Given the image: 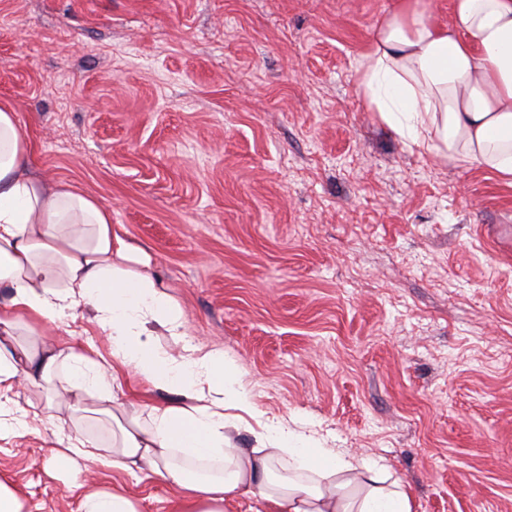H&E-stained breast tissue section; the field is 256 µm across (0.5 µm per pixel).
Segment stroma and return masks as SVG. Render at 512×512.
I'll return each mask as SVG.
<instances>
[{
    "mask_svg": "<svg viewBox=\"0 0 512 512\" xmlns=\"http://www.w3.org/2000/svg\"><path fill=\"white\" fill-rule=\"evenodd\" d=\"M396 0H0V102L31 167L112 213L266 416L389 466L414 512H512V186L410 151L356 94ZM50 338L110 356L88 310ZM71 427L0 439L24 512L161 482L49 474Z\"/></svg>",
    "mask_w": 512,
    "mask_h": 512,
    "instance_id": "1",
    "label": "stroma"
}]
</instances>
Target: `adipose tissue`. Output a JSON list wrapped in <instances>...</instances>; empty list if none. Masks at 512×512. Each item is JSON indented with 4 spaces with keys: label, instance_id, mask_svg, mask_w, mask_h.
Wrapping results in <instances>:
<instances>
[{
    "label": "adipose tissue",
    "instance_id": "ef3b65f1",
    "mask_svg": "<svg viewBox=\"0 0 512 512\" xmlns=\"http://www.w3.org/2000/svg\"><path fill=\"white\" fill-rule=\"evenodd\" d=\"M451 9L444 24L430 0H396L357 70V93L410 149L512 185V0H451ZM134 252L113 243L109 210L31 171L18 116L0 104V437L23 425L11 391L59 378L64 391L44 416L66 409L112 422L109 443L79 433L55 450L63 476L84 460L139 472L176 489L177 512H224L242 497L262 512H413L387 465L262 418L223 354L156 348V330L179 337L186 320L150 274L126 268ZM79 306L107 332L113 364L46 340V326ZM119 364L174 400L120 401ZM251 419L254 444L238 447L234 434Z\"/></svg>",
    "mask_w": 512,
    "mask_h": 512
}]
</instances>
